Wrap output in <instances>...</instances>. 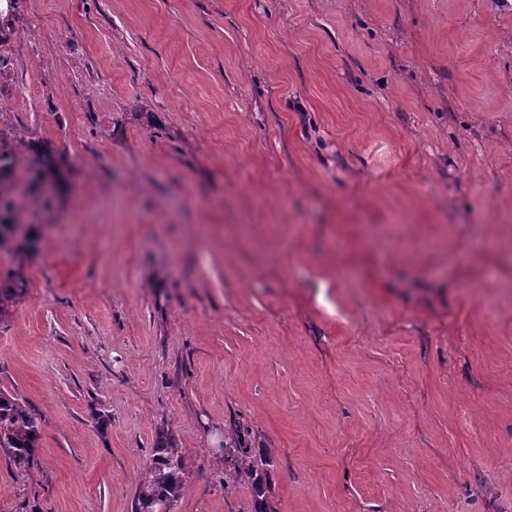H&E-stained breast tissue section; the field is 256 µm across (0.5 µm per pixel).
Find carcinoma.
<instances>
[{
  "label": "carcinoma",
  "mask_w": 512,
  "mask_h": 512,
  "mask_svg": "<svg viewBox=\"0 0 512 512\" xmlns=\"http://www.w3.org/2000/svg\"><path fill=\"white\" fill-rule=\"evenodd\" d=\"M14 158V147L0 138V188ZM30 164L50 175L55 168V156L47 150L33 147ZM41 432L40 414L0 391V449L6 451L16 470L22 471L32 462ZM267 462L265 455L252 456L243 448L235 470V478L251 480L255 512H266L260 469ZM184 468L185 460L179 455L178 449L166 444L158 446L150 460L149 483L137 498L135 512H154L157 502L161 500L174 505L182 490Z\"/></svg>",
  "instance_id": "cac0c4a2"
}]
</instances>
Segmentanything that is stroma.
Instances as JSON below:
<instances>
[{
    "mask_svg": "<svg viewBox=\"0 0 512 512\" xmlns=\"http://www.w3.org/2000/svg\"><path fill=\"white\" fill-rule=\"evenodd\" d=\"M0 512H512V0H19ZM59 156L48 197L26 161ZM42 419L35 410L0 391V449H4L16 470L33 460L41 437ZM150 480L138 498L135 512H170L182 490L185 460L176 448L160 444L150 460ZM171 509L169 508V505ZM241 457L240 461L237 464V469L235 470V476L233 479L238 478H247L251 480L253 496L255 498V512H266L265 502L263 497L265 496V488L262 482L261 472L258 470H262V466L267 465L268 459L265 455L258 454L256 455H248L247 448H241Z\"/></svg>",
    "mask_w": 512,
    "mask_h": 512,
    "instance_id": "1",
    "label": "stroma"
}]
</instances>
